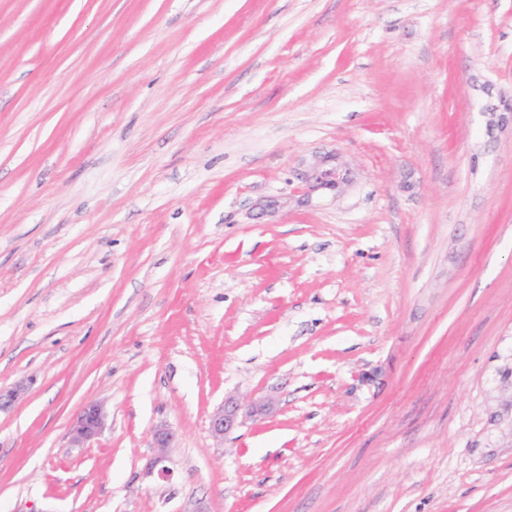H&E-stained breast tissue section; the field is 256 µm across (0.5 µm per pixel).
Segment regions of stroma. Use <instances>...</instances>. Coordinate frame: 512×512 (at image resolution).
<instances>
[{
    "label": "stroma",
    "instance_id": "35a3bbf8",
    "mask_svg": "<svg viewBox=\"0 0 512 512\" xmlns=\"http://www.w3.org/2000/svg\"><path fill=\"white\" fill-rule=\"evenodd\" d=\"M510 110L512 0H0V512H512ZM274 410V403L270 399H261L253 402L246 410L233 398L224 400V405L218 408L211 416L209 429L215 438L224 439L234 432L246 417L266 416ZM108 412L100 402L86 404L73 421L68 432L70 447L85 448L98 438L108 424ZM176 440V434L169 427H159L155 429L152 436V448H155V454L150 461V469L158 468V474L166 478L170 476V468L164 465L167 461V449L172 448Z\"/></svg>",
    "mask_w": 512,
    "mask_h": 512
}]
</instances>
